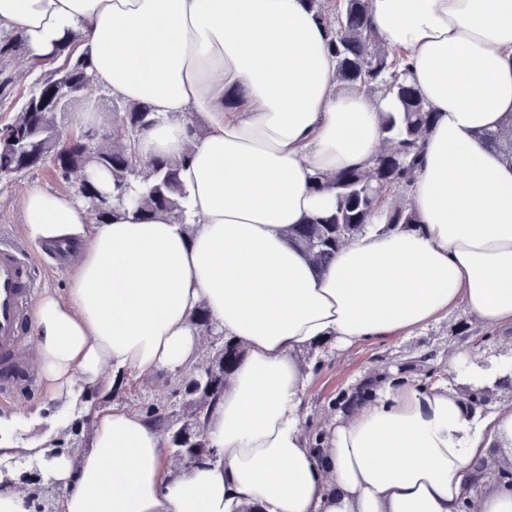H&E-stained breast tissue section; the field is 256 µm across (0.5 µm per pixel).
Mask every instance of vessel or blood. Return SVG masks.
<instances>
[{"instance_id": "vessel-or-blood-1", "label": "vessel or blood", "mask_w": 512, "mask_h": 512, "mask_svg": "<svg viewBox=\"0 0 512 512\" xmlns=\"http://www.w3.org/2000/svg\"><path fill=\"white\" fill-rule=\"evenodd\" d=\"M38 288L34 263L13 242L0 240V389L19 379L17 351L25 340L27 312Z\"/></svg>"}]
</instances>
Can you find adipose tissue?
I'll use <instances>...</instances> for the list:
<instances>
[{
	"mask_svg": "<svg viewBox=\"0 0 512 512\" xmlns=\"http://www.w3.org/2000/svg\"><path fill=\"white\" fill-rule=\"evenodd\" d=\"M370 18L438 114L408 189L419 222L371 218L322 269L289 239L335 204L309 181L368 169L398 103L339 89L307 0H0L32 72L74 33L113 98L150 103L136 150L183 163L189 190L186 224L124 201L94 224L70 195H24L31 244L79 246L66 295L44 291L29 318L58 426L86 389L192 369L199 307L244 351L206 423L218 462L173 472L145 417L96 407L81 452L27 450L56 512H457L472 461L512 446V406L470 409L444 381L380 383L337 413L322 456L302 429V362L321 344L389 341L458 306L512 327V160L483 138L512 135V0H371Z\"/></svg>",
	"mask_w": 512,
	"mask_h": 512,
	"instance_id": "1",
	"label": "adipose tissue"
}]
</instances>
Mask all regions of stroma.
I'll return each mask as SVG.
<instances>
[{
  "label": "stroma",
  "mask_w": 512,
  "mask_h": 512,
  "mask_svg": "<svg viewBox=\"0 0 512 512\" xmlns=\"http://www.w3.org/2000/svg\"><path fill=\"white\" fill-rule=\"evenodd\" d=\"M38 186L57 193H71L70 184L53 177L46 169L28 172L17 179L0 180V237L24 242V233L19 201L25 193ZM468 322L470 331H477V322H470L462 308L449 310L447 315L426 327L400 337L394 341L366 342L350 350L331 354L329 366L321 373H307L303 397L305 418L315 424L327 426L332 418L327 415L330 398L342 391L352 389L362 380L385 366L391 360L415 361L426 351H434L435 364L450 368L460 353H467L469 362L487 365L512 357V327L497 330L493 343L489 346H473L471 339L459 336L457 330L461 322ZM177 380L168 372L160 371L141 379L135 384L113 394L114 402L136 407L142 398H163L176 387ZM38 416L39 424L34 425L31 436L41 435L47 428L46 418L55 413L57 403L45 391L43 384L35 388H17L10 393L0 394V417L10 416L18 409Z\"/></svg>",
  "instance_id": "1"
}]
</instances>
